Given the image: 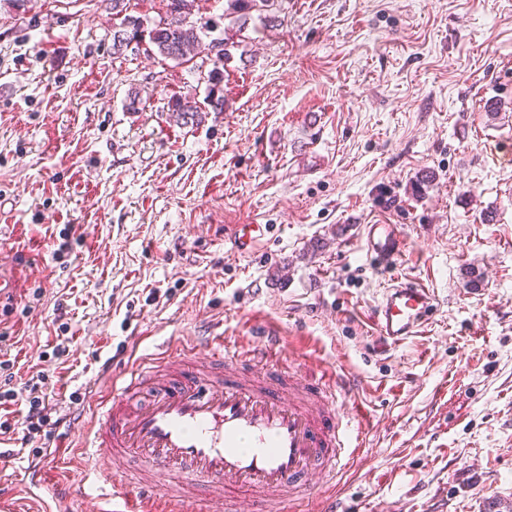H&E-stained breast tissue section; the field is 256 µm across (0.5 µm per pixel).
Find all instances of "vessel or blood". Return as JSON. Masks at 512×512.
<instances>
[{"label": "vessel or blood", "instance_id": "obj_1", "mask_svg": "<svg viewBox=\"0 0 512 512\" xmlns=\"http://www.w3.org/2000/svg\"><path fill=\"white\" fill-rule=\"evenodd\" d=\"M367 251L376 265H392L403 250L396 225L366 227ZM436 306L419 283L397 282L374 311L377 334L398 343L415 335ZM241 361L224 347L199 358L192 352L149 359L128 377L113 376L111 398L86 431L82 411L63 422L61 436L105 451L104 464L120 457L137 461L136 473L113 471V486L143 489L140 497L119 496L114 512H150L162 496L207 504L223 493L226 505L248 499L253 512H273L276 499L294 500L309 474L328 481L347 467L350 439L335 411V391L301 375L264 367L258 378L230 373ZM31 512H72L70 497L25 471ZM477 512H512V497L489 491L477 498Z\"/></svg>", "mask_w": 512, "mask_h": 512}]
</instances>
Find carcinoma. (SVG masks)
Here are the masks:
<instances>
[{
  "mask_svg": "<svg viewBox=\"0 0 512 512\" xmlns=\"http://www.w3.org/2000/svg\"><path fill=\"white\" fill-rule=\"evenodd\" d=\"M101 2L112 5V14H124V28L113 33V41L130 42L146 33L157 54L166 59L186 62L197 55L201 38L190 21L196 0H167L166 20L148 31L144 29L140 18L127 14L130 0ZM267 2L269 0H227L225 12L244 25L252 12L260 11L258 5ZM201 113L197 102L189 97L178 98L171 105V118L180 125L200 121Z\"/></svg>",
  "mask_w": 512,
  "mask_h": 512,
  "instance_id": "obj_1",
  "label": "carcinoma"
}]
</instances>
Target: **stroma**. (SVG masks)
Instances as JSON below:
<instances>
[{"label":"stroma","instance_id":"obj_1","mask_svg":"<svg viewBox=\"0 0 512 512\" xmlns=\"http://www.w3.org/2000/svg\"><path fill=\"white\" fill-rule=\"evenodd\" d=\"M190 62L112 48L100 0H0V350L48 377L50 405L92 408L103 355L156 344L249 347L267 328L284 371L350 393L368 420L336 492L356 512H474L512 495V0H273L211 84L226 0H197ZM224 109L178 125L179 97ZM138 95V111L127 108ZM399 225L378 267L366 227ZM243 224L264 237L245 253ZM438 299L399 344L372 313L394 278ZM68 344L59 359L42 351ZM73 512H107L91 451L49 468ZM478 512H511L512 497L497 495L490 491H482L477 497Z\"/></svg>","mask_w":512,"mask_h":512}]
</instances>
